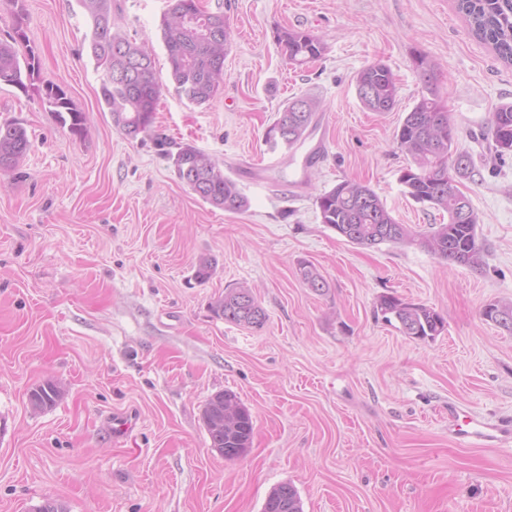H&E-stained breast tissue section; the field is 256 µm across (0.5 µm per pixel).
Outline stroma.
Segmentation results:
<instances>
[{"mask_svg": "<svg viewBox=\"0 0 512 512\" xmlns=\"http://www.w3.org/2000/svg\"><path fill=\"white\" fill-rule=\"evenodd\" d=\"M115 30L143 42L160 77L168 0H115ZM231 29L224 82L198 106L165 90L149 132L130 138L99 103L104 75L79 0H0V40L23 32L38 60L27 89L0 86V120L31 147L0 171V512H262L278 484L304 512H512V444L460 443L450 411L512 429V333L484 319L512 301V157L490 153L493 113L512 103V63L470 31L457 0H199ZM280 28L313 32L326 50L289 64ZM473 161L459 188L480 216L479 268L451 266L416 244L371 248L323 224L318 197L344 179L368 184L415 232L447 222L415 202L395 133L425 92L414 57ZM386 64L389 112L356 93ZM60 86L83 115L72 133L45 93ZM320 101L294 153L264 134L288 98ZM208 154L248 200L241 212L202 201L176 177L157 137ZM324 158L305 167L309 149ZM213 263L196 277L200 259ZM315 267L319 294L299 275ZM251 289L263 328L215 317L225 289ZM392 293L440 312L432 340L384 321ZM57 381L52 408L28 403ZM234 391L250 410L249 451L225 460L201 420ZM129 417L123 437L112 420ZM61 398V390L52 380L35 384L28 391V402L34 410H44L54 406Z\"/></svg>", "mask_w": 512, "mask_h": 512, "instance_id": "1", "label": "stroma"}]
</instances>
